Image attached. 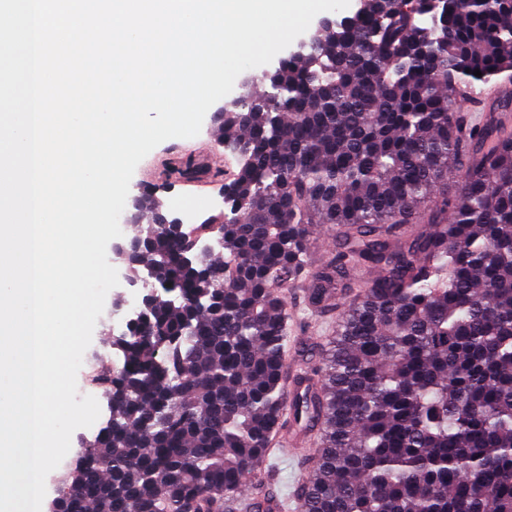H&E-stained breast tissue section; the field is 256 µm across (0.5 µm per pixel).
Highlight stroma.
I'll list each match as a JSON object with an SVG mask.
<instances>
[{
  "label": "stroma",
  "instance_id": "stroma-1",
  "mask_svg": "<svg viewBox=\"0 0 512 512\" xmlns=\"http://www.w3.org/2000/svg\"><path fill=\"white\" fill-rule=\"evenodd\" d=\"M219 132L212 118H205L200 133L193 138H172L155 147L136 167L130 186L132 190L146 185L156 186V196L162 203V211L171 217H182L183 206L198 203L203 207V217L222 214L224 183L220 180H204L193 184L178 183L169 177L167 165L179 157L201 155L210 160L224 159V147L218 141ZM108 260L118 272L119 284L111 289L106 305L120 303L121 309L112 316L111 325L96 324L92 341L86 350L89 365L81 366L79 376H86L89 369L99 371L110 369L114 358L112 337L125 328L127 319L132 317L142 304L145 294L140 286L129 283V271L125 260L109 255ZM288 310L292 316L290 323L289 365H296L299 349H315L324 341L325 329L331 320L330 315L315 316L304 309L297 294H289ZM309 447L270 454L265 467L269 471L266 491L268 495L283 500L297 497L306 465L312 464Z\"/></svg>",
  "mask_w": 512,
  "mask_h": 512
}]
</instances>
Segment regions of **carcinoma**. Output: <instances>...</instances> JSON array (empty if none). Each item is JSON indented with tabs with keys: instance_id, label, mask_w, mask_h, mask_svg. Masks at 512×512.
<instances>
[{
	"instance_id": "cac0c4a2",
	"label": "carcinoma",
	"mask_w": 512,
	"mask_h": 512,
	"mask_svg": "<svg viewBox=\"0 0 512 512\" xmlns=\"http://www.w3.org/2000/svg\"><path fill=\"white\" fill-rule=\"evenodd\" d=\"M358 0L224 111L242 141L224 186L226 258L157 224L134 227L157 294L92 376L106 425L60 475L50 512H258L240 497L279 428L314 437L299 512H512V126L456 108L474 82L512 81V0ZM480 70L482 76L474 75ZM193 183L224 177L190 158ZM311 224L336 249L308 270ZM375 269L365 280L359 273ZM346 299L304 393L284 405L288 296Z\"/></svg>"
}]
</instances>
